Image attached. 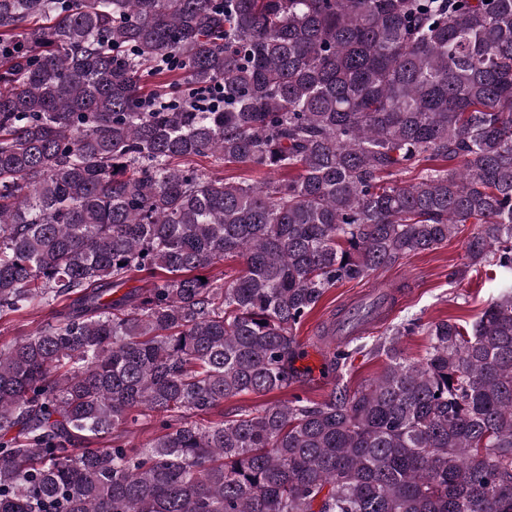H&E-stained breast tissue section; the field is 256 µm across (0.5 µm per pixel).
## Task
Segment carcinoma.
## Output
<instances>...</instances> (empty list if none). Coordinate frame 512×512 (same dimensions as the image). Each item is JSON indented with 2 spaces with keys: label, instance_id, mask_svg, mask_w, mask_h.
Wrapping results in <instances>:
<instances>
[{
  "label": "carcinoma",
  "instance_id": "1",
  "mask_svg": "<svg viewBox=\"0 0 512 512\" xmlns=\"http://www.w3.org/2000/svg\"><path fill=\"white\" fill-rule=\"evenodd\" d=\"M0 49V312L63 304L0 348V512H512V0H0ZM469 224L473 323L337 343L342 312L325 399L197 420L299 383L327 289ZM192 166L204 174L224 176L235 180L250 179L252 181H262L269 177L265 170H255L241 164H219L214 163L210 157H198L192 162ZM384 362V357L356 356L346 377L349 386L356 389L367 384L381 372Z\"/></svg>",
  "mask_w": 512,
  "mask_h": 512
}]
</instances>
